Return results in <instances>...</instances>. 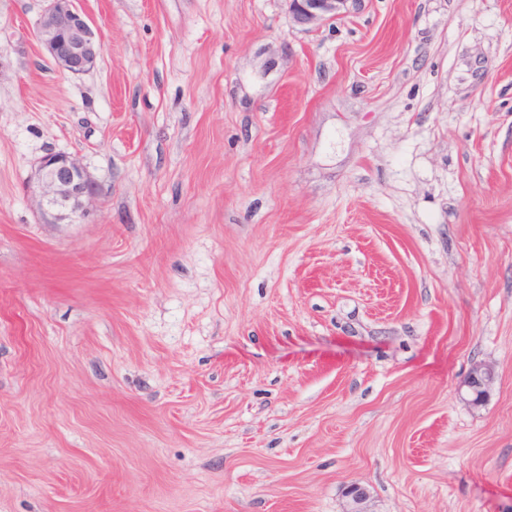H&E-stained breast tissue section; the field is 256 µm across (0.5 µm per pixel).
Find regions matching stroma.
Segmentation results:
<instances>
[{
	"label": "stroma",
	"instance_id": "35a3bbf8",
	"mask_svg": "<svg viewBox=\"0 0 512 512\" xmlns=\"http://www.w3.org/2000/svg\"><path fill=\"white\" fill-rule=\"evenodd\" d=\"M80 5L0 0V512H512V0ZM48 2L36 29V38L63 72L81 75L94 69L104 44L79 0ZM359 0H289V9L299 23L336 20L349 12V4ZM39 205L48 224H74L86 214V205L98 186L78 161L68 155L47 154L37 165ZM496 372L491 365L485 363L475 364L462 387H465L472 396V404H479L487 396L488 389L494 383Z\"/></svg>",
	"mask_w": 512,
	"mask_h": 512
}]
</instances>
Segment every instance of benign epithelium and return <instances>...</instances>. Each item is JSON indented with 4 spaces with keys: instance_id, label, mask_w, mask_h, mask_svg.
Listing matches in <instances>:
<instances>
[{
    "instance_id": "benign-epithelium-1",
    "label": "benign epithelium",
    "mask_w": 512,
    "mask_h": 512,
    "mask_svg": "<svg viewBox=\"0 0 512 512\" xmlns=\"http://www.w3.org/2000/svg\"><path fill=\"white\" fill-rule=\"evenodd\" d=\"M36 38L55 64L71 75L94 69L104 53V44L90 17L77 6L79 0H46ZM356 0H289V9L299 23L336 20L349 12ZM39 205L48 223L73 224L86 214L87 202L98 194V186L78 161L68 155L47 154L37 165ZM496 372L485 363L472 367L463 383L479 404L494 383ZM346 512H371L370 493L358 484L346 488Z\"/></svg>"
}]
</instances>
